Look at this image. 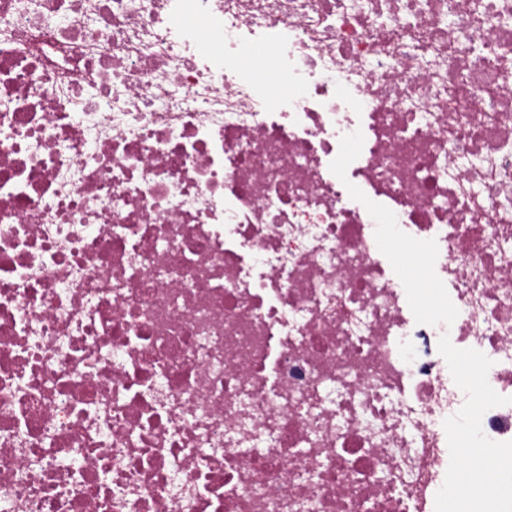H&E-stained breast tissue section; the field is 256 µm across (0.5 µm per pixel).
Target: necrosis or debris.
I'll return each instance as SVG.
<instances>
[{"mask_svg":"<svg viewBox=\"0 0 512 512\" xmlns=\"http://www.w3.org/2000/svg\"><path fill=\"white\" fill-rule=\"evenodd\" d=\"M0 512H512V0H0Z\"/></svg>","mask_w":512,"mask_h":512,"instance_id":"4bbe7bcc","label":"necrosis or debris"}]
</instances>
